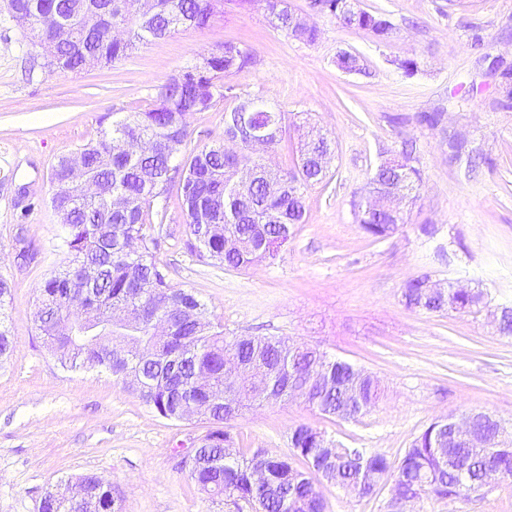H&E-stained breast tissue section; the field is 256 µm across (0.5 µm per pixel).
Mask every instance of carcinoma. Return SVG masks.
Here are the masks:
<instances>
[{
  "label": "carcinoma",
  "instance_id": "obj_1",
  "mask_svg": "<svg viewBox=\"0 0 512 512\" xmlns=\"http://www.w3.org/2000/svg\"><path fill=\"white\" fill-rule=\"evenodd\" d=\"M243 10L260 5L273 25L289 31L287 0H236ZM311 7L329 13L343 26L384 37L391 23L364 10L351 8V0H312ZM9 18L18 26L39 12L67 18L89 12L96 22L84 33L59 25L45 35L49 51L44 66L51 73H77L84 68L85 54L92 52L106 64L125 56L140 45L162 39L182 29L202 30L224 14V0H155L153 18L144 22L139 0H8ZM121 25L129 35L115 42L111 28ZM255 64L250 51L224 45L200 76L187 66L161 85L156 99L145 112H129L112 121L96 139L79 149L99 192L85 196L68 174L69 158L52 168L53 209L61 218L63 235L59 249L65 266L48 278L40 289V327L49 348L67 370L105 369L159 416L173 422L199 418L208 424L199 437L203 451L200 463L188 470L202 491L223 498L237 508L254 512H285L292 500L301 512H325L326 504L317 482L339 480L350 485L359 471L368 470L377 482L390 480L406 496L436 497L468 495L481 489L482 471L489 468L512 478V448H450L448 457L467 466V479L460 481L453 463L443 465L436 448L439 427L429 425L406 449L398 462L384 455L367 454L358 448L336 445L337 472H326L319 463L321 432L300 424L290 436L292 457L273 458L258 448H242L233 431L234 421L246 406L258 401L260 392L246 374L238 377L236 406L224 408V361L233 355L247 370L262 363L279 375L285 385L288 375L303 380L314 358L336 364V358L320 349L276 336H224L221 325L212 322L207 308L192 292L176 287L166 265L157 262L161 236L154 235V220L166 219V208H154L169 185L178 183L185 223L191 238L188 252L209 258L225 268L246 269L253 263L276 256L304 223L306 189L327 177L331 151L325 163L309 155L305 141L295 150L293 167L274 170L263 159L251 169L260 174L250 197L234 200L240 178L238 160L224 153V145H204L181 156L188 138V115L207 112L232 94L225 79ZM449 147L456 157L467 155L473 165L480 155L468 149L467 137L452 136ZM407 175L406 195L417 192L419 169L411 165V153L403 151ZM388 162L378 166L370 182L386 185L403 172ZM364 233L385 240L404 224L403 212L355 211ZM427 276L408 280L401 302L410 310L428 313H472L485 306L484 294L448 289L445 301L424 306ZM10 295L7 281L0 278V359L9 356L13 337L5 313ZM330 385L317 387L305 401L322 415L334 416L341 408L355 419L379 399L378 381L371 375L356 378L344 368H332ZM234 459L228 463L224 450ZM299 459L303 467L294 465ZM266 471L267 486H255L253 471ZM86 500L63 502L45 496L41 512H122V503L112 494V485L102 476H81Z\"/></svg>",
  "mask_w": 512,
  "mask_h": 512
}]
</instances>
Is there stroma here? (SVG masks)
<instances>
[{
    "mask_svg": "<svg viewBox=\"0 0 512 512\" xmlns=\"http://www.w3.org/2000/svg\"><path fill=\"white\" fill-rule=\"evenodd\" d=\"M319 30L306 43L276 29L263 10L225 5L204 30H181L109 65L49 73L40 47L24 38L0 0V278L13 352L0 366V512H38L45 493L87 473L104 476L123 512H236L200 491L176 467L190 427L158 416L106 371H67L48 351L36 318L40 289L60 268V218L50 203L56 160L151 108L159 87L215 46L233 43L256 57L229 77L236 96L259 95L284 115L273 166L291 165L297 127L310 123L335 143L324 182L306 192L307 216L275 258L246 270L201 260L184 247L190 229L176 194L167 198L157 253L174 285L192 291L228 336H286L376 376L383 395L357 419L324 416L302 401L266 404L239 416L244 447L290 454L289 436L306 423L334 442L402 457L430 424L484 412L512 431V337L490 312L512 306V108L497 104L499 73L512 67V0H358L385 16L389 38L346 28L310 0H288ZM359 59L345 72L339 53ZM417 63L414 75L398 60ZM234 98L188 118L186 150L224 139ZM438 112L434 127L416 115ZM465 132L487 164L468 171L448 155ZM412 143L422 175L403 226L388 239L364 234L354 205L384 160ZM435 227L434 235L421 231ZM39 250L23 263L17 231ZM427 274L482 291L487 305L467 316L406 309L407 280ZM326 512H387L389 486L361 498L320 483ZM413 512H512V480L454 500L421 495Z\"/></svg>",
    "mask_w": 512,
    "mask_h": 512,
    "instance_id": "obj_1",
    "label": "stroma"
}]
</instances>
